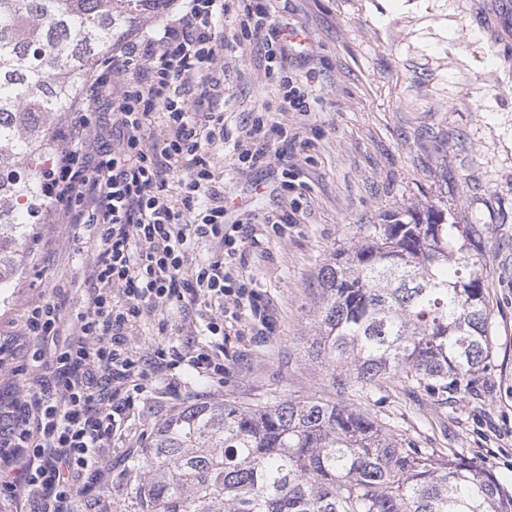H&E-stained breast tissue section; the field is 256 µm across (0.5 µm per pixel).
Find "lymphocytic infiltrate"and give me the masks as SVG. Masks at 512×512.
<instances>
[{
	"label": "lymphocytic infiltrate",
	"instance_id": "lymphocytic-infiltrate-1",
	"mask_svg": "<svg viewBox=\"0 0 512 512\" xmlns=\"http://www.w3.org/2000/svg\"><path fill=\"white\" fill-rule=\"evenodd\" d=\"M227 14V0H181L161 29L118 41L59 133L45 173L48 213L57 224L93 227L99 252L78 308L29 307L22 334L38 344L33 388L0 404V495L32 497L34 512H74L77 497L111 482L112 436L148 376L175 391L185 364L224 381V358L212 346L191 341L143 354L130 338L146 321L167 335L171 306L201 319L200 335L222 336L253 299L235 266L248 234L225 223L215 184L211 148L224 138V115L187 94L206 87L223 52L241 41L262 38L275 64L282 31L266 7L248 4L228 38L217 29ZM100 103L112 111L110 141L86 120ZM158 112L165 126L157 136ZM287 137L261 115L233 149L255 167Z\"/></svg>",
	"mask_w": 512,
	"mask_h": 512
}]
</instances>
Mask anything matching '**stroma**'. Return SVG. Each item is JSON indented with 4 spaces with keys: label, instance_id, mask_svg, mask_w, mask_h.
Masks as SVG:
<instances>
[{
    "label": "stroma",
    "instance_id": "stroma-1",
    "mask_svg": "<svg viewBox=\"0 0 512 512\" xmlns=\"http://www.w3.org/2000/svg\"><path fill=\"white\" fill-rule=\"evenodd\" d=\"M277 25L296 29L308 51L286 48L281 68L304 91L307 114L280 111L264 75L261 40L225 53L214 111L224 141L213 145L224 179L227 222H250L255 201L287 223L254 226L240 262L268 323L224 340V384L182 368L180 396L148 384L112 440V482L76 504L78 512H134L132 461L154 426L195 401L246 403L265 392H317L324 373L305 359L317 278L361 225L435 203L458 224L476 225L493 323L490 367L447 408L421 395L390 394L379 417L422 448H460L512 498V0H269ZM494 18V31L482 25ZM288 127L271 165L238 166L233 145L258 113ZM98 241L66 224H32L9 283L0 287V343L15 363L31 359L21 335L30 304L73 308Z\"/></svg>",
    "mask_w": 512,
    "mask_h": 512
}]
</instances>
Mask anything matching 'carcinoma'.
I'll return each instance as SVG.
<instances>
[{
	"label": "carcinoma",
	"mask_w": 512,
	"mask_h": 512,
	"mask_svg": "<svg viewBox=\"0 0 512 512\" xmlns=\"http://www.w3.org/2000/svg\"><path fill=\"white\" fill-rule=\"evenodd\" d=\"M171 0H0V286L47 207L53 126L121 34ZM474 230L434 203L361 226L320 269L307 360L320 395L184 406L140 450L138 512H512L463 452L423 450L372 412L408 384L448 406L488 369Z\"/></svg>",
	"instance_id": "1"
}]
</instances>
